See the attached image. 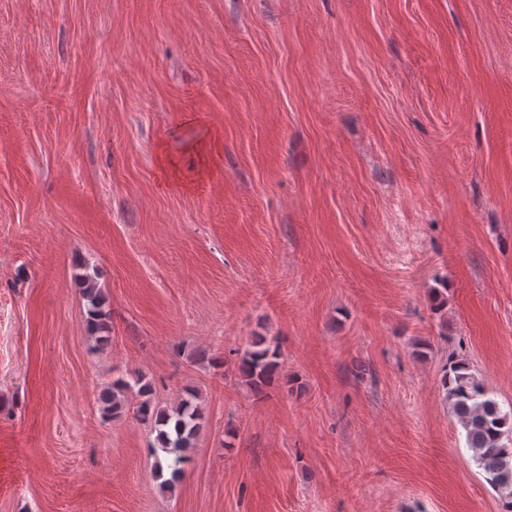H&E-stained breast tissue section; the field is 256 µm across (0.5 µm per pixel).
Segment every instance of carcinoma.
Returning a JSON list of instances; mask_svg holds the SVG:
<instances>
[{"mask_svg":"<svg viewBox=\"0 0 512 512\" xmlns=\"http://www.w3.org/2000/svg\"><path fill=\"white\" fill-rule=\"evenodd\" d=\"M83 284L90 303V326L98 333L96 340L104 343L107 341L103 336L106 329L102 311L104 296L94 275H84ZM280 357L278 346L267 344L260 336L252 343V348L244 351L238 365L239 374L254 390L262 391L279 379ZM134 385L141 397L136 408L137 417L157 427V440L165 454V462L171 468L172 476L176 477L201 430L202 408L193 403L195 395L192 393L167 410L155 406L150 398L152 383L138 374L131 382L117 379L111 387L101 391L99 401L103 410L118 414L127 392ZM443 388L486 483L504 501L505 512H512V448L503 443V439L512 433V414L502 411L498 402L487 396L482 382L471 372L469 362L463 357L451 361L449 371L444 375Z\"/></svg>","mask_w":512,"mask_h":512,"instance_id":"obj_1","label":"carcinoma"}]
</instances>
